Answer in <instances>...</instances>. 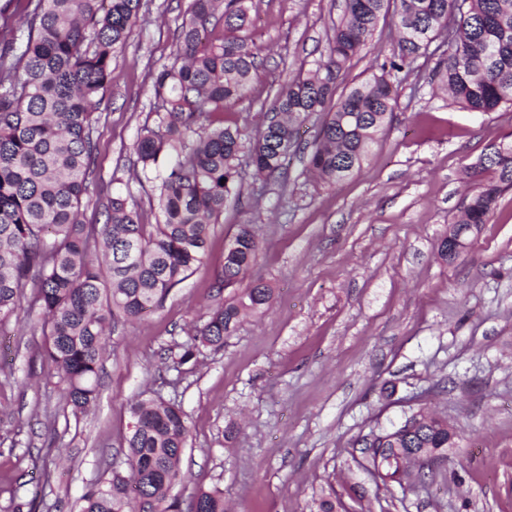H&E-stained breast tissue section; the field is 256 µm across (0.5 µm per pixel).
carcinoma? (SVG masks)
<instances>
[{"instance_id":"carcinoma-1","label":"carcinoma","mask_w":512,"mask_h":512,"mask_svg":"<svg viewBox=\"0 0 512 512\" xmlns=\"http://www.w3.org/2000/svg\"><path fill=\"white\" fill-rule=\"evenodd\" d=\"M27 28L12 26L17 8ZM142 0H5L0 5V321L26 289L43 317V358L65 385L76 413L97 399L109 324L157 309L172 288L209 256L210 227L238 195L240 128L224 109L247 98L260 77V48L249 34L253 0H193L178 29L175 62L152 78L154 112L134 143V173L155 192L156 223L129 192L106 193L103 224L79 220L97 185L95 108L112 85V57L133 34ZM393 17L392 54L380 74L337 95L320 70L281 87L253 143L255 176L279 171L296 146L297 127L327 113L308 169L334 183L360 169L397 107L395 83L443 39L431 80L448 102L482 114L512 107V0H344L325 48V70H346L380 21ZM492 173L453 219L461 230L485 224L499 195L512 188V141L489 145L469 177ZM260 242L243 225L224 251L216 288L241 282ZM273 289L250 284L218 302L206 324L181 345L178 364L197 343L224 345L246 317L264 314ZM128 480L83 496L81 512H182L173 489L185 479L186 414L161 397L130 407ZM373 470L394 474L399 460L427 448L448 451V422L418 410L398 427L359 441ZM191 512H224L218 490H199Z\"/></svg>"}]
</instances>
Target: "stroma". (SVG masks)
<instances>
[{
    "label": "stroma",
    "instance_id": "35a3bbf8",
    "mask_svg": "<svg viewBox=\"0 0 512 512\" xmlns=\"http://www.w3.org/2000/svg\"><path fill=\"white\" fill-rule=\"evenodd\" d=\"M192 0H148L112 60L96 109L97 179L130 190L154 218L151 186L131 181L139 130L152 120V74L173 62ZM343 0H257L259 81L226 111L241 131L239 197L213 225L208 260L161 307L112 328L98 398L73 414L41 355L38 310L0 327V512H80L82 497L124 471L131 404L162 397L190 427L175 489L183 507L220 489L227 512H512V190L456 259L439 244L475 186L489 144L512 136V108L488 114L448 102L420 57L399 107L359 171L333 184L308 159L325 120L315 112L281 175L255 177L250 149L277 90L315 69ZM380 22L337 85L375 73L392 53ZM261 242L251 276L274 291L268 311L224 345L178 364L187 331L217 302L224 249L240 225ZM447 419L457 445L424 483L384 484L359 440L418 409Z\"/></svg>",
    "mask_w": 512,
    "mask_h": 512
}]
</instances>
